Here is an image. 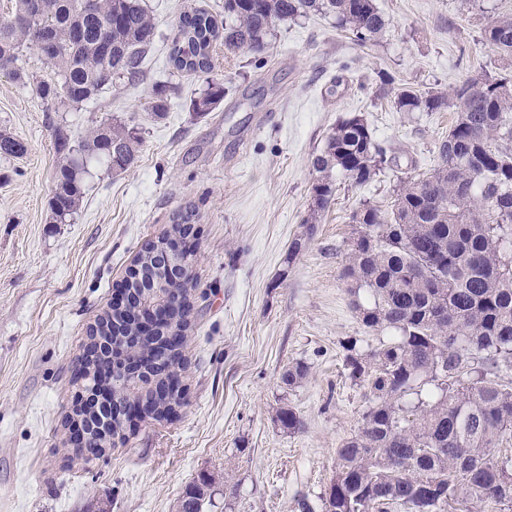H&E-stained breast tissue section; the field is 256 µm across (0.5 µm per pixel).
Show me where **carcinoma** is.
Segmentation results:
<instances>
[{"label":"carcinoma","mask_w":512,"mask_h":512,"mask_svg":"<svg viewBox=\"0 0 512 512\" xmlns=\"http://www.w3.org/2000/svg\"><path fill=\"white\" fill-rule=\"evenodd\" d=\"M38 9L39 27L0 24V70L15 79L20 48L52 39L58 49L48 61L58 82H41L37 95L69 108L94 99L117 80L134 82L156 37L144 0H100L87 14L83 0H17L15 16ZM332 16L336 28L360 43L383 38L389 21L375 0H224V26L204 10L180 16L169 62L178 73L205 75V88L191 102L202 116L224 100V84L211 77L217 42L228 51L261 53L276 25L307 15ZM482 41L512 57V16H499ZM174 86H152L145 111L165 116ZM401 112L457 114L434 165L399 181L391 209L365 204L355 225L343 279L356 296L363 325L387 331L390 339L365 357L346 358L349 376L369 388V405L357 430L337 449V469L326 512H483L486 504L512 512V385L499 381L512 367V72L465 81L451 91L398 89ZM62 155L50 209L63 221L79 208L88 163L107 161L121 174L137 161L141 139L126 122L101 123L77 142L53 127ZM26 143L0 132V155L21 156ZM392 163L367 123L340 121L312 160L319 173L312 208L326 210L338 182L362 186ZM168 238L151 242L129 270L141 297L169 288L182 297L178 329L188 325L192 304L187 285L155 264L153 254ZM165 333L136 336L120 310H109L90 327L75 369L85 374L108 363V346L135 345L157 358L139 366L163 380L177 374L184 352L166 350ZM183 402L176 390L147 396L145 415L166 419ZM290 432L302 428L291 408L278 413ZM87 460L112 447L124 422L85 418ZM213 478L201 475L184 492L179 512H196L211 499Z\"/></svg>","instance_id":"obj_1"}]
</instances>
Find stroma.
<instances>
[{"instance_id":"35a3bbf8","label":"stroma","mask_w":512,"mask_h":512,"mask_svg":"<svg viewBox=\"0 0 512 512\" xmlns=\"http://www.w3.org/2000/svg\"><path fill=\"white\" fill-rule=\"evenodd\" d=\"M158 37L134 84L105 87L80 109L47 111L35 95L57 81L32 48L23 79L0 72V130L27 151L0 156V512H178L200 474L215 481L204 512H325L336 450L368 404L349 351L389 340L366 328L342 279L351 213L387 208L406 172L431 168L455 113L400 112L394 91L378 98L380 74L445 92L468 79L512 71L482 42L512 0H376L386 35L360 45L329 16L280 23L260 54L216 47L212 76L224 102L195 115L201 78L172 73L168 50L179 17L203 8L224 18V0H145ZM175 86L156 119L143 105L152 85ZM364 117L395 163L359 187L340 185L310 218L313 157L337 122ZM112 119L133 122L138 159L115 175L94 163L83 200L59 223L49 201L59 156L53 126L72 138ZM193 225L194 304L179 371L184 403L175 418L125 429L100 458L68 443L73 381L87 332L148 242L181 215ZM306 377L283 384L288 368ZM293 408L295 433L278 421Z\"/></svg>"}]
</instances>
